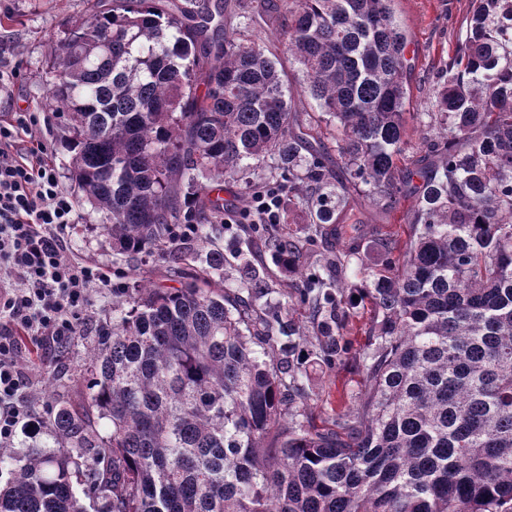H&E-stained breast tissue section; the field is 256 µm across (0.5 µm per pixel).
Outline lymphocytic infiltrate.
<instances>
[{"label": "lymphocytic infiltrate", "mask_w": 512, "mask_h": 512, "mask_svg": "<svg viewBox=\"0 0 512 512\" xmlns=\"http://www.w3.org/2000/svg\"><path fill=\"white\" fill-rule=\"evenodd\" d=\"M77 221L39 113L0 120L1 444L29 418L18 334L39 346L65 343L87 324L93 295L113 290L101 265L71 258L67 238Z\"/></svg>", "instance_id": "f902f5d3"}]
</instances>
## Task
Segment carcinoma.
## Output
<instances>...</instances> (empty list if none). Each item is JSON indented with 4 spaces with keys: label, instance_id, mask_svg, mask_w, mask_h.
Masks as SVG:
<instances>
[{
    "label": "carcinoma",
    "instance_id": "cac0c4a2",
    "mask_svg": "<svg viewBox=\"0 0 512 512\" xmlns=\"http://www.w3.org/2000/svg\"><path fill=\"white\" fill-rule=\"evenodd\" d=\"M50 48L48 107L70 133L77 203L115 255L206 243L213 185H264L308 213L304 237L243 224L294 281L288 310L224 253L179 288L136 274L88 348L78 401L43 421L51 446L8 459L0 512H512V0H470L441 69L438 132L410 144L409 38L395 0H280L277 52L227 34L224 0H87ZM315 111L295 109L283 60ZM360 190L394 210L374 233L395 261L363 264ZM317 247L302 261L301 241ZM372 310L355 350L341 332ZM349 360L356 408L300 411L307 364ZM181 226L182 227L180 228V230H178V231H176V233H174L175 234L174 237L176 240H186V241L185 242L176 241L174 246H177V247L191 246L193 249L192 256H194L195 259H191L190 256H188L185 261H181L180 265L185 268L195 269L197 271L204 265L202 260H204V258H205L207 249L206 250L201 249V247L198 245V242L196 241V237L189 239L196 234L197 229H198L197 224H181ZM187 239H189V240H187ZM183 243H185V244H183ZM196 253H198V255Z\"/></svg>",
    "mask_w": 512,
    "mask_h": 512
}]
</instances>
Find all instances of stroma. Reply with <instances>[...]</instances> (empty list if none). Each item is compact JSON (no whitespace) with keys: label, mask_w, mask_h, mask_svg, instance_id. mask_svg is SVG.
<instances>
[{"label":"stroma","mask_w":512,"mask_h":512,"mask_svg":"<svg viewBox=\"0 0 512 512\" xmlns=\"http://www.w3.org/2000/svg\"><path fill=\"white\" fill-rule=\"evenodd\" d=\"M469 0H396V15L409 34L408 55L412 60L410 111L416 117L408 124L410 139L428 132V111L434 102L438 74L455 48L460 24ZM87 0H0V61L18 71L16 89L10 101L0 102V116L27 108L44 109V71L51 46L64 36L67 22L83 16ZM72 258L79 262L101 264L113 277L131 281L133 274L153 270L164 274V262L155 256L131 255L120 261L112 259V240L99 214L84 207L69 235ZM112 321V299L99 293L93 298L89 323L82 342L60 349L51 345L26 350L22 367L31 388H39L47 376H55L53 394L60 399L76 398L84 381L80 365L85 340L97 336L101 326ZM313 388L305 407L317 425L332 422L338 411L355 406L361 378L352 363L328 368L309 365Z\"/></svg>","instance_id":"stroma-1"}]
</instances>
